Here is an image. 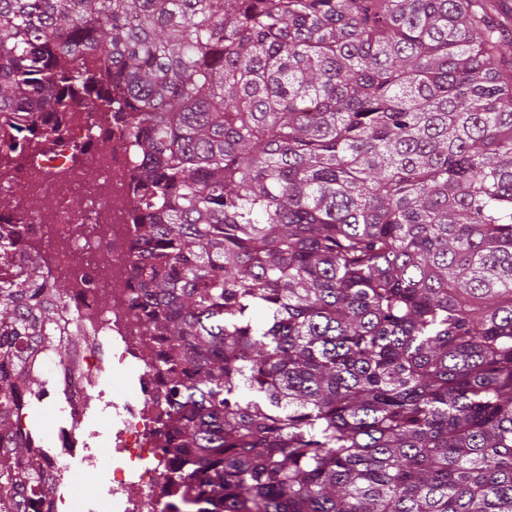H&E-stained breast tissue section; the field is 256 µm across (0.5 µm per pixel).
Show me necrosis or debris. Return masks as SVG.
Instances as JSON below:
<instances>
[{
	"instance_id": "obj_1",
	"label": "necrosis or debris",
	"mask_w": 512,
	"mask_h": 512,
	"mask_svg": "<svg viewBox=\"0 0 512 512\" xmlns=\"http://www.w3.org/2000/svg\"><path fill=\"white\" fill-rule=\"evenodd\" d=\"M58 120L57 147L26 156L12 175L15 201L33 194L53 201L22 227L23 236L50 240L47 280L70 277L77 267L87 277L72 289L67 306L90 346L40 360L43 372L60 384L62 416L52 437L53 456L75 461L91 476L108 470L114 512H164L171 493L159 440L166 418L162 377L142 361L143 351L156 341L145 335L130 304L131 197L140 158L121 120L108 129L91 125L82 112H63ZM75 143L85 145L89 165L68 166ZM104 295L111 308L101 306ZM108 356L136 366L131 397H113L103 366Z\"/></svg>"
}]
</instances>
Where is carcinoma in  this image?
<instances>
[{
  "mask_svg": "<svg viewBox=\"0 0 512 512\" xmlns=\"http://www.w3.org/2000/svg\"><path fill=\"white\" fill-rule=\"evenodd\" d=\"M139 17L142 23L130 24ZM495 0H0V167L113 112L132 305L196 512H512V51ZM0 233V512L71 284Z\"/></svg>",
  "mask_w": 512,
  "mask_h": 512,
  "instance_id": "cac0c4a2",
  "label": "carcinoma"
}]
</instances>
